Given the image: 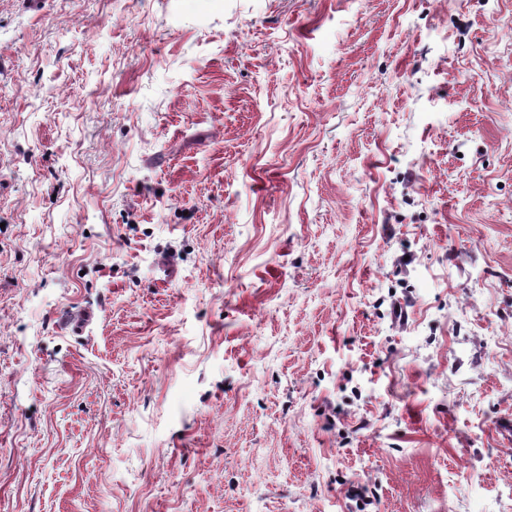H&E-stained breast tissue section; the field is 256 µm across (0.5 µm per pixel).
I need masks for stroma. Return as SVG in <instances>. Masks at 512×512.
<instances>
[{
	"mask_svg": "<svg viewBox=\"0 0 512 512\" xmlns=\"http://www.w3.org/2000/svg\"><path fill=\"white\" fill-rule=\"evenodd\" d=\"M512 512V0H0V512Z\"/></svg>",
	"mask_w": 512,
	"mask_h": 512,
	"instance_id": "stroma-1",
	"label": "stroma"
}]
</instances>
